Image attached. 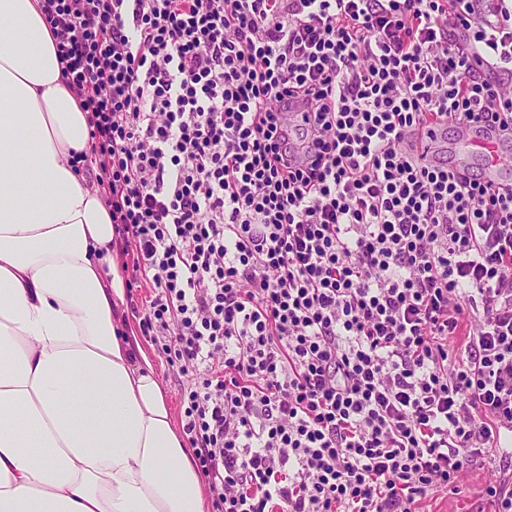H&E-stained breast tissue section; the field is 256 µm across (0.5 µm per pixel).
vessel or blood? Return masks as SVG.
Wrapping results in <instances>:
<instances>
[{"mask_svg":"<svg viewBox=\"0 0 512 512\" xmlns=\"http://www.w3.org/2000/svg\"><path fill=\"white\" fill-rule=\"evenodd\" d=\"M415 147L426 162L435 161L440 150H447L448 166L457 171L470 166L474 158H481L486 179L497 185L505 183L507 175L512 173V150L474 125L469 126L455 145L448 147L440 124L429 122L420 132Z\"/></svg>","mask_w":512,"mask_h":512,"instance_id":"obj_1","label":"vessel or blood"}]
</instances>
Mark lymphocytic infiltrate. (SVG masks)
<instances>
[{"instance_id": "f902f5d3", "label": "lymphocytic infiltrate", "mask_w": 512, "mask_h": 512, "mask_svg": "<svg viewBox=\"0 0 512 512\" xmlns=\"http://www.w3.org/2000/svg\"><path fill=\"white\" fill-rule=\"evenodd\" d=\"M216 512H418L512 424L505 0H40ZM441 124L432 121L420 131L419 137L415 142V147L425 162H433L438 159V152L442 150V144L445 143ZM467 126V132L458 138L457 143L448 146V168L459 171L470 166L475 157H480L486 179L497 185H506V175L512 169V154L505 142L493 139L480 127L470 123Z\"/></svg>"}]
</instances>
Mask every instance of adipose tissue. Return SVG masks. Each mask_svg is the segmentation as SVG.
Masks as SVG:
<instances>
[{
	"instance_id": "1",
	"label": "adipose tissue",
	"mask_w": 512,
	"mask_h": 512,
	"mask_svg": "<svg viewBox=\"0 0 512 512\" xmlns=\"http://www.w3.org/2000/svg\"><path fill=\"white\" fill-rule=\"evenodd\" d=\"M39 0H0V512H207Z\"/></svg>"
}]
</instances>
